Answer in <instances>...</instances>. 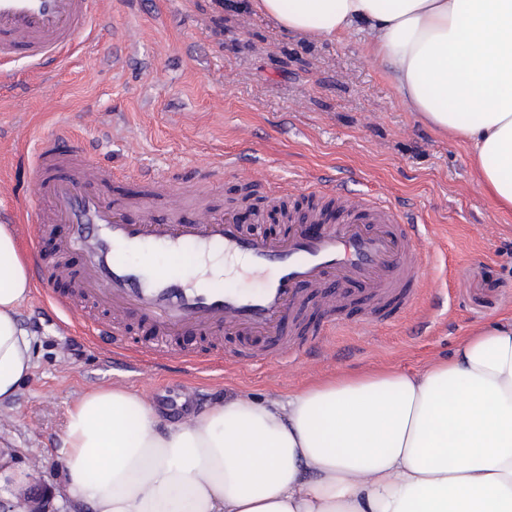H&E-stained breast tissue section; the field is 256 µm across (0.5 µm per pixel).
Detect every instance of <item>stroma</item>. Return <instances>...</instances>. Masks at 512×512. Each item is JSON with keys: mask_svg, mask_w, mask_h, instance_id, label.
I'll list each match as a JSON object with an SVG mask.
<instances>
[{"mask_svg": "<svg viewBox=\"0 0 512 512\" xmlns=\"http://www.w3.org/2000/svg\"><path fill=\"white\" fill-rule=\"evenodd\" d=\"M102 29L83 36L49 79L25 64L0 91V222L18 224L33 147L64 127L100 145L112 166L200 188L243 223L274 211V191L306 212L316 178L383 197L427 225L429 265L417 310L395 324L355 327L367 300L324 314L294 337L287 357L258 370L226 366L264 342L219 335L208 369L120 365L87 346L67 319L31 295L17 310L33 369L0 406V450L48 484L55 512H87L63 496L67 411L86 391L116 386L145 396L164 420L199 414L224 396L262 401L329 376L391 368L414 372L447 357L472 327L512 312V210L479 181L470 150L403 104L359 36L308 39L284 32L254 0H95Z\"/></svg>", "mask_w": 512, "mask_h": 512, "instance_id": "35a3bbf8", "label": "stroma"}]
</instances>
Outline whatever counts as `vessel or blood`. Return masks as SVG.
Wrapping results in <instances>:
<instances>
[{"instance_id": "obj_1", "label": "vessel or blood", "mask_w": 512, "mask_h": 512, "mask_svg": "<svg viewBox=\"0 0 512 512\" xmlns=\"http://www.w3.org/2000/svg\"><path fill=\"white\" fill-rule=\"evenodd\" d=\"M92 4L0 0V63L24 59L45 69L64 62L92 27ZM116 181L111 165L84 152L71 134L48 135L37 146L32 183L43 202L39 220L71 226L60 248L84 257V297L113 317L133 312L156 329L159 339L145 352L151 367L168 362L166 340L172 336L222 329L284 344L309 302L330 310L364 296L391 323L422 291L428 257L418 243V225L389 202L349 193L336 181H320L321 206L305 219H291L287 233L272 238L245 232L232 213L216 212L159 179L138 198L113 204L107 188ZM135 251L239 255L250 272L268 279L261 291L246 293L186 271L147 275L126 261ZM46 302L84 328L89 342H108L113 361H126L128 347L111 326L89 322L66 296L50 294Z\"/></svg>"}]
</instances>
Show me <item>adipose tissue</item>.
<instances>
[{"mask_svg": "<svg viewBox=\"0 0 512 512\" xmlns=\"http://www.w3.org/2000/svg\"><path fill=\"white\" fill-rule=\"evenodd\" d=\"M287 31L367 36L418 117L471 150L512 209V0H257ZM32 282L0 224V405L32 369L16 312ZM65 492L91 512H512V317L415 374H340L177 423L121 387L84 393Z\"/></svg>", "mask_w": 512, "mask_h": 512, "instance_id": "adipose-tissue-1", "label": "adipose tissue"}]
</instances>
